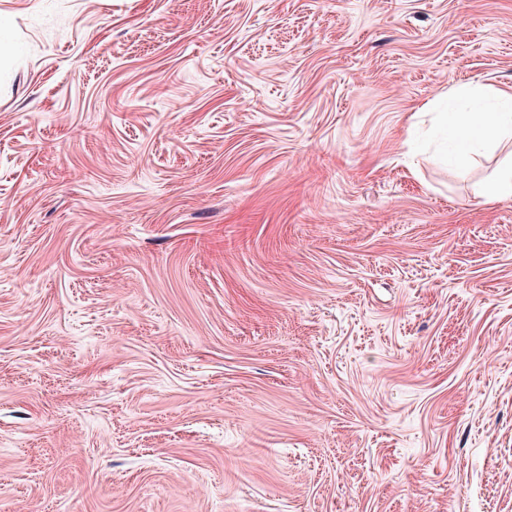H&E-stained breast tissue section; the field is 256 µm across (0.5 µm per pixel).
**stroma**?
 Instances as JSON below:
<instances>
[{
    "mask_svg": "<svg viewBox=\"0 0 512 512\" xmlns=\"http://www.w3.org/2000/svg\"><path fill=\"white\" fill-rule=\"evenodd\" d=\"M0 18V512H512V0ZM496 104L490 109H473L470 112H452L447 116L454 138L462 141H511L512 140V90H498ZM490 199L512 196V162L501 167L488 188Z\"/></svg>",
    "mask_w": 512,
    "mask_h": 512,
    "instance_id": "1",
    "label": "stroma"
}]
</instances>
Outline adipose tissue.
Returning a JSON list of instances; mask_svg holds the SVG:
<instances>
[{"label":"adipose tissue","instance_id":"1","mask_svg":"<svg viewBox=\"0 0 512 512\" xmlns=\"http://www.w3.org/2000/svg\"><path fill=\"white\" fill-rule=\"evenodd\" d=\"M496 104L490 109L453 112L447 118L456 139L462 141H511L512 140V90L495 94Z\"/></svg>","mask_w":512,"mask_h":512}]
</instances>
